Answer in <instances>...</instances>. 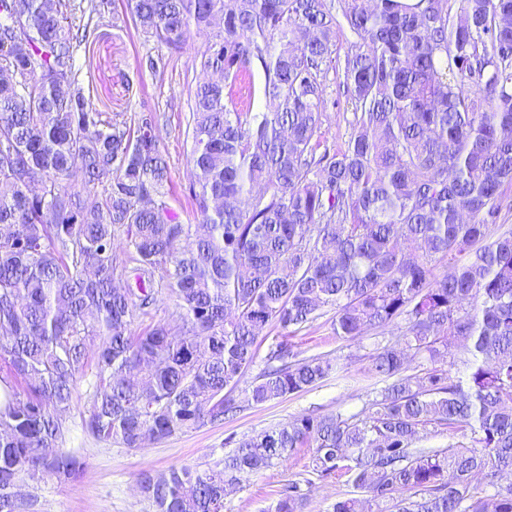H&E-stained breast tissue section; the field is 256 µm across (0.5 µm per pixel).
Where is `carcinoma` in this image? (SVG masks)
I'll list each match as a JSON object with an SVG mask.
<instances>
[{
	"label": "carcinoma",
	"instance_id": "1",
	"mask_svg": "<svg viewBox=\"0 0 512 512\" xmlns=\"http://www.w3.org/2000/svg\"><path fill=\"white\" fill-rule=\"evenodd\" d=\"M104 4L0 0V71L15 75L0 81V512H36L38 495L13 494L24 480L83 475L61 450L81 377L87 432L138 449L338 374L284 336L239 389L267 325L294 334L329 311L346 340L398 332L369 355L363 410L241 438L222 470L145 473L154 512H224L302 448L306 476L269 512H304L303 486L333 477L353 491L328 512H512V485L493 481L512 471V228L495 229L512 188V0H127L173 51L194 23L200 68L219 74L190 112L197 227L168 202L152 119L131 133L74 70ZM256 68L258 112L233 98ZM331 69L353 107L333 149ZM167 299L176 333L154 320ZM451 350L463 379L439 366ZM430 430L452 442L421 446Z\"/></svg>",
	"mask_w": 512,
	"mask_h": 512
}]
</instances>
